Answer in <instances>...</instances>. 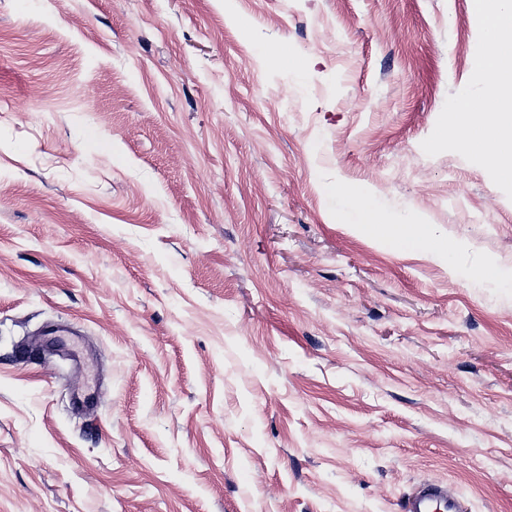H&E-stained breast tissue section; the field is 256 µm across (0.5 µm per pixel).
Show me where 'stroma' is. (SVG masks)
<instances>
[{"label": "stroma", "mask_w": 512, "mask_h": 512, "mask_svg": "<svg viewBox=\"0 0 512 512\" xmlns=\"http://www.w3.org/2000/svg\"><path fill=\"white\" fill-rule=\"evenodd\" d=\"M486 47L470 0H0V512H512V294L461 276L512 183L430 145ZM330 194L347 201V219L363 235L377 238L399 253H424L448 262L453 259L456 240L449 234L437 233L432 224L389 221L372 196L353 186L337 182ZM405 512H464L462 500L449 486L425 484L408 499Z\"/></svg>", "instance_id": "1"}]
</instances>
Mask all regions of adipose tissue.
<instances>
[{"instance_id": "obj_1", "label": "adipose tissue", "mask_w": 512, "mask_h": 512, "mask_svg": "<svg viewBox=\"0 0 512 512\" xmlns=\"http://www.w3.org/2000/svg\"><path fill=\"white\" fill-rule=\"evenodd\" d=\"M472 15L487 38V49L478 61L485 98L500 101L502 110L483 107L482 102L461 96L448 112L431 141L432 146L451 143L470 148L474 135L486 145L477 157L491 165L499 180H512V0H471ZM333 196L348 203L347 219L363 235L383 241L390 249L403 253H424L439 260H452L455 239L440 234L432 225L398 223L384 218L375 199L364 191L342 183L331 187Z\"/></svg>"}]
</instances>
